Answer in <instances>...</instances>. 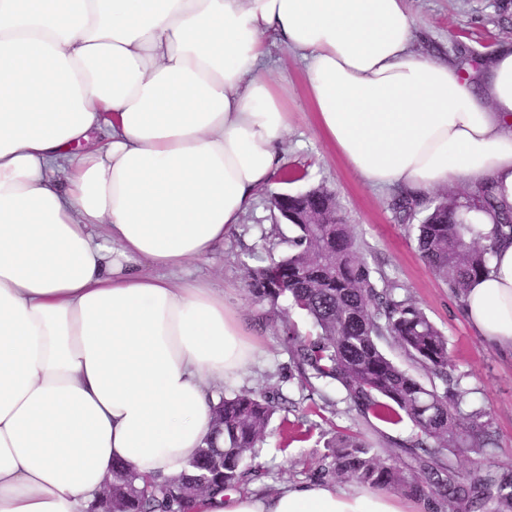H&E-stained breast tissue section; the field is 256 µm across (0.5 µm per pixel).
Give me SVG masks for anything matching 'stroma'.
Wrapping results in <instances>:
<instances>
[{
	"label": "stroma",
	"instance_id": "1",
	"mask_svg": "<svg viewBox=\"0 0 512 512\" xmlns=\"http://www.w3.org/2000/svg\"><path fill=\"white\" fill-rule=\"evenodd\" d=\"M499 0H409L416 28V52L455 62L460 47L480 53L512 41V20L498 27L496 9ZM273 78L288 87L291 125L286 138L282 164L307 171L305 180L287 184L280 178L258 191L240 224L234 226L222 244L216 245L207 260L187 265V277L209 282L223 290L226 302L235 308L255 335L257 349L246 370L237 379L221 387L223 393L261 391L289 398L293 408L289 420L314 423L309 439L285 442L279 420H272L263 443L258 447L253 466L258 477L249 486L250 493L264 487L283 489L310 481L327 444L346 432L374 442L381 457H389L390 444L407 438L411 429L392 426L378 420L366 421L353 413L332 407L336 397L333 386L319 380L301 384L284 346L286 324H294L300 335H313L307 317L290 311L287 320L262 322L265 311L254 302L244 286L243 261L249 256L277 260L288 251L282 234L287 225L277 224L270 208L273 194L305 191L318 185L336 192L339 205L358 239L363 243L373 268L400 285L428 318L448 339L455 375L469 394L464 411L481 409L488 413L495 445L487 454L467 453L453 457L452 464L461 480L470 473L512 470V357L487 347L470 328L458 300L448 286L424 264L413 232L397 223L388 206L389 195L376 192L360 181L335 149L319 133L313 112L306 102L302 64L285 47L268 45Z\"/></svg>",
	"mask_w": 512,
	"mask_h": 512
}]
</instances>
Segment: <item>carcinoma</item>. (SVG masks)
I'll use <instances>...</instances> for the list:
<instances>
[{"instance_id": "obj_1", "label": "carcinoma", "mask_w": 512, "mask_h": 512, "mask_svg": "<svg viewBox=\"0 0 512 512\" xmlns=\"http://www.w3.org/2000/svg\"><path fill=\"white\" fill-rule=\"evenodd\" d=\"M285 207L292 232L288 253L267 265H245L249 296L275 316L286 299L311 320L316 335L302 337L290 325L284 339L300 382L335 383L347 409L366 421L412 425L409 438L394 443L388 462L354 435L336 437L322 456L320 476L415 499L429 486L437 496L435 512H481L488 501L495 502V512H512L511 473L477 475L467 483L454 477L451 457L467 450L483 454L495 442L486 413L462 410L466 391L452 373L447 337L409 296L398 293L396 282L370 266L334 191L321 185L290 193L275 211ZM389 207L398 223L416 230L421 258L459 299L489 273L493 245L481 242L458 212L478 207L512 231V206L492 185L475 195H437L424 204L398 193ZM318 216L334 223H310ZM384 342L424 370L428 382L390 359ZM285 403L283 396L274 400L253 392L222 395L211 437L179 478H144L118 462L112 467V498L90 512H189L201 479L208 493L248 485L255 477V449Z\"/></svg>"}]
</instances>
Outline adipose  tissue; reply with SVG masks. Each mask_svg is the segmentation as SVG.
Masks as SVG:
<instances>
[{"label": "adipose tissue", "mask_w": 512, "mask_h": 512, "mask_svg": "<svg viewBox=\"0 0 512 512\" xmlns=\"http://www.w3.org/2000/svg\"><path fill=\"white\" fill-rule=\"evenodd\" d=\"M407 0H0V512H89L117 461L171 477L254 352L241 316L175 280L281 164L303 62L319 130L376 191L492 180L512 204V44L473 87L413 50ZM512 352V237L461 299ZM191 512H404L311 482Z\"/></svg>", "instance_id": "adipose-tissue-1"}]
</instances>
